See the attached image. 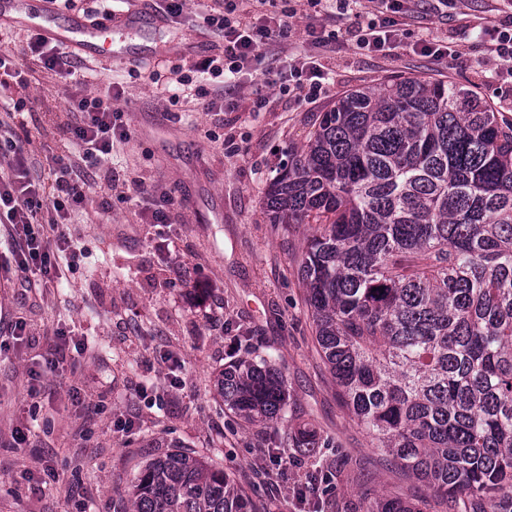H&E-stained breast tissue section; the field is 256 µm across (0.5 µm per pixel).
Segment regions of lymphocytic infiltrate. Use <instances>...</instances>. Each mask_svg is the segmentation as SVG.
I'll list each match as a JSON object with an SVG mask.
<instances>
[{
    "mask_svg": "<svg viewBox=\"0 0 512 512\" xmlns=\"http://www.w3.org/2000/svg\"><path fill=\"white\" fill-rule=\"evenodd\" d=\"M276 0H216L206 18L211 30L222 37L223 49L196 62L195 67L213 76L236 75L261 61L266 39L287 36L290 27L279 16L269 15ZM372 16L368 21L353 19L358 0H306L309 7L327 6L343 21L339 30L330 33V40H340L367 53L399 48L406 34L408 17L419 0H371ZM280 90L302 92L315 99L324 93L323 66L315 57L298 58L289 67L286 82ZM112 90L95 96L73 98L71 109L76 122L64 127V134L83 149V159L91 165L101 164L112 153L113 138L128 139L121 110L114 108ZM0 156L8 158V169L0 173V224L7 225L8 242L25 287L44 286L57 274L55 248L64 247L65 234L58 223L41 225L37 216L44 205H51L58 214L85 208L98 181H111V174L101 179L89 178L70 160L59 156L53 160L51 197H43L37 184L29 179L28 156L23 142L0 123Z\"/></svg>",
    "mask_w": 512,
    "mask_h": 512,
    "instance_id": "lymphocytic-infiltrate-1",
    "label": "lymphocytic infiltrate"
}]
</instances>
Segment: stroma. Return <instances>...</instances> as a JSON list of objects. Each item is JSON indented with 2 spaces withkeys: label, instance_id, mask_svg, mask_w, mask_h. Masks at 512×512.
Wrapping results in <instances>:
<instances>
[{
  "label": "stroma",
  "instance_id": "1",
  "mask_svg": "<svg viewBox=\"0 0 512 512\" xmlns=\"http://www.w3.org/2000/svg\"><path fill=\"white\" fill-rule=\"evenodd\" d=\"M292 4L289 37L269 42L260 71L238 76L234 112L204 111L169 87L172 69H189L219 43L203 22L211 0H186L182 16L155 34L158 53L147 65L74 56L62 75L16 52L28 86L1 85L0 100L22 107L11 125L26 141L36 184L50 188L53 157L80 160L57 129L75 96L118 87L131 137L114 143L111 187L67 215L74 251L61 253L53 282L26 293L14 270L0 267V512H118L142 466L171 451L237 479L259 512H298L302 486L310 512H357L380 495L428 496L373 447L338 398L298 275L310 227L270 223L265 190L313 137L322 112L389 76L476 86L511 121L512 98L501 94L486 49L498 2L422 0L403 45L370 54L312 45L308 29L335 23L305 0ZM426 33L446 39L455 58L414 53L415 37ZM175 36L196 42V53L166 51ZM303 53L331 76L315 100L280 93L263 75ZM258 97L266 104L257 111ZM136 181L173 197L167 223H142L147 202L133 193ZM246 357L280 370L289 393L282 420L248 423L225 406L217 379ZM303 428L321 447H295ZM271 460L276 473L268 476Z\"/></svg>",
  "mask_w": 512,
  "mask_h": 512
}]
</instances>
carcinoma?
<instances>
[{"label":"carcinoma","instance_id":"1","mask_svg":"<svg viewBox=\"0 0 512 512\" xmlns=\"http://www.w3.org/2000/svg\"><path fill=\"white\" fill-rule=\"evenodd\" d=\"M272 224H311L299 275L321 357L375 447L448 501L512 512V122L450 80L347 92L268 185ZM250 423L282 419L284 380L239 360L218 384ZM126 512H258L181 451L147 463ZM361 512H429L379 497Z\"/></svg>","mask_w":512,"mask_h":512}]
</instances>
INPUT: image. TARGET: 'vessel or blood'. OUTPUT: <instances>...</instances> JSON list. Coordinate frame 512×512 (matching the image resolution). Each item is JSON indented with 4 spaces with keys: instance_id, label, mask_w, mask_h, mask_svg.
Listing matches in <instances>:
<instances>
[{
    "instance_id": "obj_1",
    "label": "vessel or blood",
    "mask_w": 512,
    "mask_h": 512,
    "mask_svg": "<svg viewBox=\"0 0 512 512\" xmlns=\"http://www.w3.org/2000/svg\"><path fill=\"white\" fill-rule=\"evenodd\" d=\"M23 22L33 26L49 42L73 52L78 57L98 61L148 60L145 51L132 46L115 48L118 32L134 33L145 27H162L165 20L150 8L118 11L112 21L94 24L79 17L60 20L48 8L46 0H0V22Z\"/></svg>"
}]
</instances>
